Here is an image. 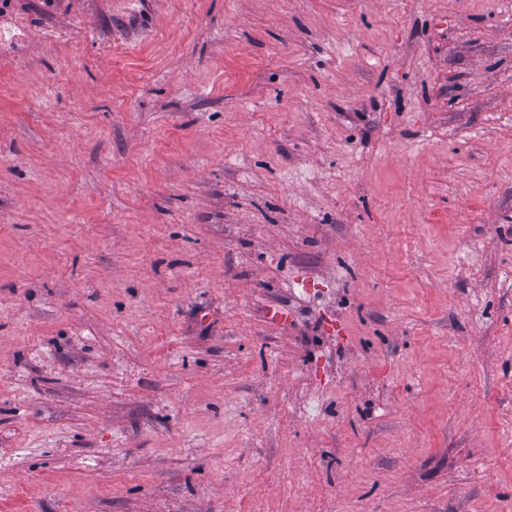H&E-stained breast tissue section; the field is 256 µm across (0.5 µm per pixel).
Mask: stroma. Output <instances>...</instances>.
Listing matches in <instances>:
<instances>
[{
    "instance_id": "stroma-1",
    "label": "stroma",
    "mask_w": 512,
    "mask_h": 512,
    "mask_svg": "<svg viewBox=\"0 0 512 512\" xmlns=\"http://www.w3.org/2000/svg\"><path fill=\"white\" fill-rule=\"evenodd\" d=\"M0 512H512V0H15Z\"/></svg>"
}]
</instances>
